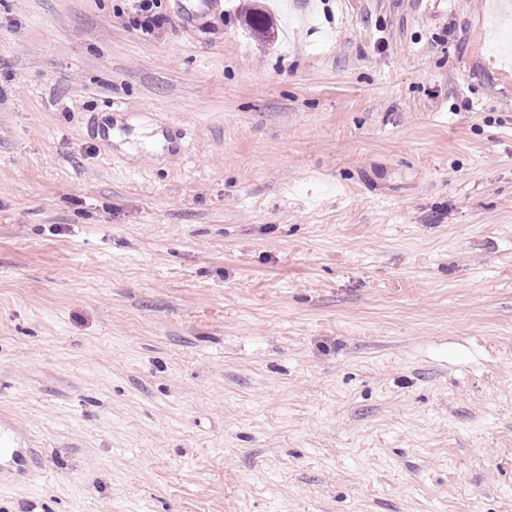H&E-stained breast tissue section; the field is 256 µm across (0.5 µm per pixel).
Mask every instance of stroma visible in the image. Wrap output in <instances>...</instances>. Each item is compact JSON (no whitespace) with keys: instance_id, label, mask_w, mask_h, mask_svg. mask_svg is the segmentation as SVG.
Instances as JSON below:
<instances>
[{"instance_id":"obj_1","label":"stroma","mask_w":512,"mask_h":512,"mask_svg":"<svg viewBox=\"0 0 512 512\" xmlns=\"http://www.w3.org/2000/svg\"><path fill=\"white\" fill-rule=\"evenodd\" d=\"M129 7L0 0V512H512V0ZM158 0H132L134 13L136 14L137 24L146 33L152 32L163 22V17L156 13Z\"/></svg>"}]
</instances>
